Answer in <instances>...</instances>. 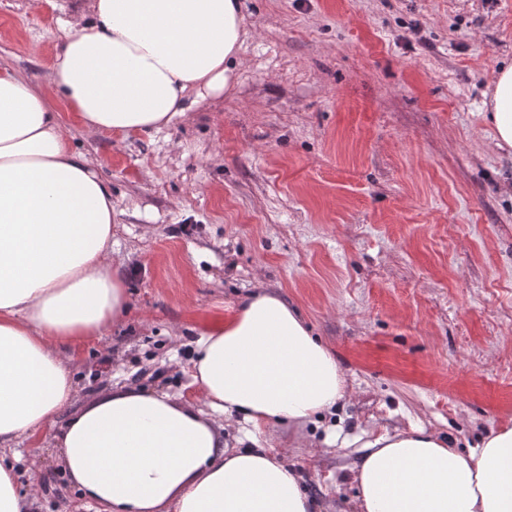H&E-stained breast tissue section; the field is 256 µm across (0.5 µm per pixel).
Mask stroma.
Wrapping results in <instances>:
<instances>
[{"label": "stroma", "instance_id": "35a3bbf8", "mask_svg": "<svg viewBox=\"0 0 512 512\" xmlns=\"http://www.w3.org/2000/svg\"><path fill=\"white\" fill-rule=\"evenodd\" d=\"M0 0V66L41 83L71 0ZM229 93L160 132H65L112 187L120 326L78 346L77 400L119 381L195 404L198 335L263 286L296 306L351 391L340 437L421 426L459 449L512 427V150L482 117L512 62V0H243ZM59 424L16 467L37 512H90ZM313 424L259 437L317 512H358L356 448Z\"/></svg>", "mask_w": 512, "mask_h": 512}]
</instances>
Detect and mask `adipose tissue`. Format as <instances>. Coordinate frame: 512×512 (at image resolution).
<instances>
[{"label":"adipose tissue","instance_id":"adipose-tissue-1","mask_svg":"<svg viewBox=\"0 0 512 512\" xmlns=\"http://www.w3.org/2000/svg\"><path fill=\"white\" fill-rule=\"evenodd\" d=\"M41 86L0 68V449L37 445L57 417L64 472L98 512H315L302 476L257 435L317 423L347 396L329 348L277 292L245 296L190 360L200 406L115 385L74 406L73 346L121 323L112 189L63 130L158 131L231 88L248 38L240 0H75ZM488 119L512 148V65ZM240 432L229 448L217 417ZM360 512H512V428L468 452L422 427L362 444ZM0 456V512H34Z\"/></svg>","mask_w":512,"mask_h":512}]
</instances>
